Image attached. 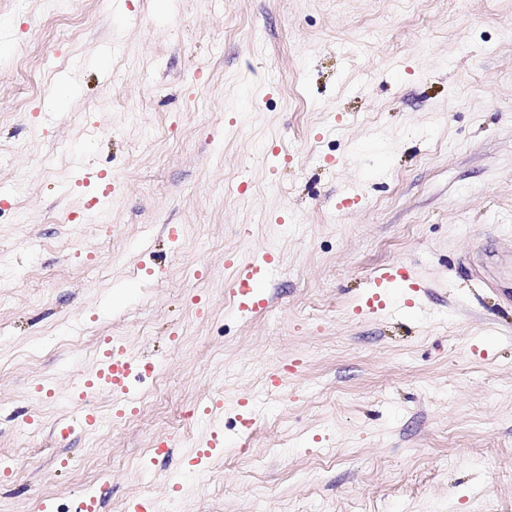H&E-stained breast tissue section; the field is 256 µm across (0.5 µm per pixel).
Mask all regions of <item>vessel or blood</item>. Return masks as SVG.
I'll return each mask as SVG.
<instances>
[{
    "mask_svg": "<svg viewBox=\"0 0 512 512\" xmlns=\"http://www.w3.org/2000/svg\"><path fill=\"white\" fill-rule=\"evenodd\" d=\"M277 267V257L272 253L242 263L241 274L231 289L236 310L240 315H248L266 306L264 282L268 274ZM404 277L405 273L400 268L382 270L376 277V289L366 299V307L371 309L386 304L389 285ZM143 368V362L124 344L105 341L98 353L94 369L78 377L69 389V399L75 404L76 410L72 412L67 424L60 427V434H67L74 428L89 430L96 426L98 413L94 407L89 406L88 400L99 392L112 395L116 411H135L137 401L130 394V379Z\"/></svg>",
    "mask_w": 512,
    "mask_h": 512,
    "instance_id": "vessel-or-blood-1",
    "label": "vessel or blood"
}]
</instances>
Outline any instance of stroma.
Segmentation results:
<instances>
[{"mask_svg": "<svg viewBox=\"0 0 512 512\" xmlns=\"http://www.w3.org/2000/svg\"><path fill=\"white\" fill-rule=\"evenodd\" d=\"M3 41L0 512L173 478L180 512H512V0H0ZM267 251L239 318L225 259ZM393 266L422 296L367 310ZM101 336L160 369L55 440ZM218 393L196 471L178 427Z\"/></svg>", "mask_w": 512, "mask_h": 512, "instance_id": "35a3bbf8", "label": "stroma"}]
</instances>
